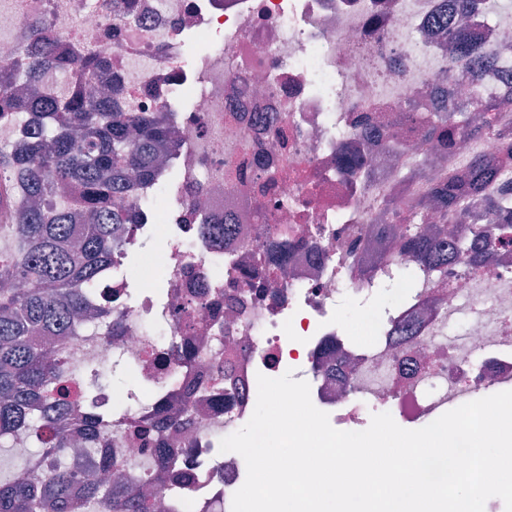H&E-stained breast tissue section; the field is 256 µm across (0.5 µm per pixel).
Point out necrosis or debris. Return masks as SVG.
Returning <instances> with one entry per match:
<instances>
[{"label":"necrosis or debris","instance_id":"1","mask_svg":"<svg viewBox=\"0 0 512 512\" xmlns=\"http://www.w3.org/2000/svg\"><path fill=\"white\" fill-rule=\"evenodd\" d=\"M437 0H0V55H17L27 18L41 19L66 61L105 48L104 66L71 65L69 88L122 85L139 112H174L170 181L141 185L126 207L135 230L93 290L124 329L67 337L81 372L64 386L74 415L123 405L124 421L174 420L164 436L127 428L88 449L117 463L159 512H232L246 464L220 449L257 401V377L292 372L341 431L388 412L403 427L512 390V242L485 263H452L414 288L400 237L368 238L429 196L432 183L394 191L396 175L428 159L435 174L499 152L496 132L468 136L454 160L431 153L415 112L433 103L443 71L463 78L432 17ZM164 208H156L157 196ZM235 225L231 245L209 232ZM287 225L288 270L255 271L262 225ZM152 246L163 277L133 278L123 252ZM362 315L371 342L347 326ZM195 354L181 363L175 347ZM134 362L147 399L115 398L85 381ZM194 417L177 427L185 410Z\"/></svg>","mask_w":512,"mask_h":512}]
</instances>
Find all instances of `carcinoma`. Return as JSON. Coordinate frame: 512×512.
Wrapping results in <instances>:
<instances>
[{
    "label": "carcinoma",
    "mask_w": 512,
    "mask_h": 512,
    "mask_svg": "<svg viewBox=\"0 0 512 512\" xmlns=\"http://www.w3.org/2000/svg\"><path fill=\"white\" fill-rule=\"evenodd\" d=\"M439 21L452 29L449 52L470 55L474 49L469 19L476 0H443ZM27 43L21 45L27 63L23 70L0 58V124L22 129L23 136L0 145V170L21 169V182L31 205L18 207L8 200L14 215L15 239L10 253L0 255V441L11 443L21 431L62 428L65 393L59 384L72 365L60 341L73 334L81 320L98 313L89 301L90 286L112 264L114 250L134 232L123 201L132 196L137 181L155 180L156 158L168 140V112H136L113 93L95 99L69 97L51 87L33 96L19 93L17 85L41 82L65 68L56 55L54 36L41 21L26 24ZM494 104L480 98L449 104L438 112H420L424 136L443 155L458 150L470 127L496 130L501 156L444 176L421 207L433 208L448 218L457 211L468 224H482L486 237L507 230L512 217V196L491 197L487 188L499 173L512 167V128L496 127ZM84 151H73L74 137ZM430 170L417 166L396 176L402 187L428 179ZM79 183L86 189L88 223L81 240L74 241V202L57 190ZM420 210L395 224H377V231L403 239L407 253L420 269L406 268V277H441L448 262L471 260L466 240L453 250L436 234L422 230ZM266 244L256 263L273 273L288 261V226L263 228ZM102 336L121 329L112 313H101L95 325ZM112 415L96 413L85 422L82 438L93 443L103 431L112 432ZM64 440L40 447L38 455L49 464L41 479L26 476L21 462L7 480H0V512H127L130 498L138 499L137 512H154V504L132 486L85 479L75 483L72 469L57 460Z\"/></svg>",
    "instance_id": "carcinoma-1"
}]
</instances>
